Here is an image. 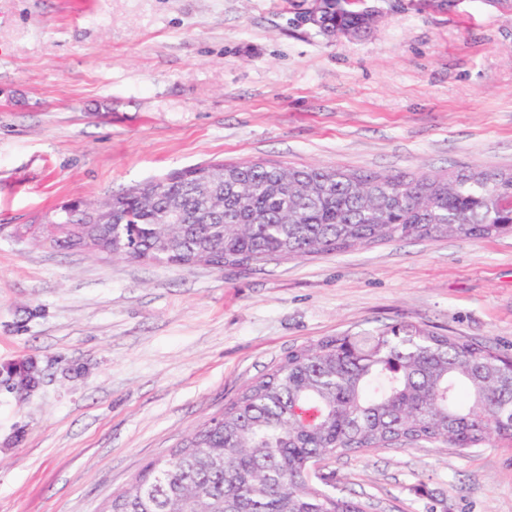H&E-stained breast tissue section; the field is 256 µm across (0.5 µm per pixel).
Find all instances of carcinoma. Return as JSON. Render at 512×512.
<instances>
[{
  "instance_id": "1",
  "label": "carcinoma",
  "mask_w": 512,
  "mask_h": 512,
  "mask_svg": "<svg viewBox=\"0 0 512 512\" xmlns=\"http://www.w3.org/2000/svg\"><path fill=\"white\" fill-rule=\"evenodd\" d=\"M329 36L369 31L351 0L328 15ZM90 198L77 223L43 215L39 244L110 245L121 259L217 269L344 252L403 239L512 233V169L442 176L355 172L316 165L217 163ZM181 223L166 219L169 205ZM512 442V356L426 325L399 323L326 336L288 351L173 457L152 462L107 512H366L368 505L310 479L312 459L419 444L463 454Z\"/></svg>"
}]
</instances>
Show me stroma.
<instances>
[{"label": "stroma", "instance_id": "35a3bbf8", "mask_svg": "<svg viewBox=\"0 0 512 512\" xmlns=\"http://www.w3.org/2000/svg\"><path fill=\"white\" fill-rule=\"evenodd\" d=\"M0 0V512H101L289 349L417 323L512 354V235L221 270L100 260L18 225L213 161L512 168V8L366 0ZM34 366L26 391L7 368ZM369 512H512V443L330 459ZM349 3H343V6L335 12L328 15L322 22L319 30L324 35H334L337 32L352 31L357 33V36L367 33L370 29L367 26L364 14L370 24L373 23L375 15L369 8L360 9L355 6V0H350Z\"/></svg>", "mask_w": 512, "mask_h": 512}]
</instances>
